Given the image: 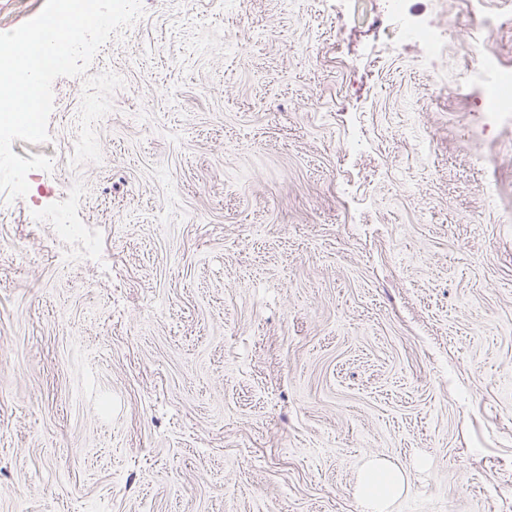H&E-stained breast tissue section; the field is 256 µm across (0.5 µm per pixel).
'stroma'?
I'll return each instance as SVG.
<instances>
[{
	"label": "stroma",
	"mask_w": 512,
	"mask_h": 512,
	"mask_svg": "<svg viewBox=\"0 0 512 512\" xmlns=\"http://www.w3.org/2000/svg\"><path fill=\"white\" fill-rule=\"evenodd\" d=\"M142 0L0 190V512H512V0ZM135 112L147 113L143 122ZM84 225L69 250L51 216ZM406 30L408 36L422 45L430 57H435L442 51L444 46L443 38L446 34L444 29L413 25L410 22H406ZM474 73L482 75L485 89L487 91V112L494 119H498L505 113L512 118V102H507L496 95V89L502 84L512 83V70H503L498 63L494 51H489L482 62L474 69ZM405 475L398 467L371 460L364 466L357 485V494L369 512H385L403 490Z\"/></svg>",
	"instance_id": "obj_1"
}]
</instances>
